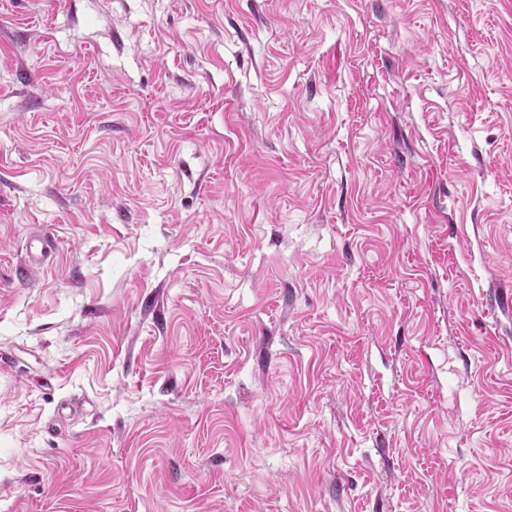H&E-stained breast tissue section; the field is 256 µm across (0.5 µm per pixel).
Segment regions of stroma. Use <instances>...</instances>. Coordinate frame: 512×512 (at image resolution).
<instances>
[{
    "mask_svg": "<svg viewBox=\"0 0 512 512\" xmlns=\"http://www.w3.org/2000/svg\"><path fill=\"white\" fill-rule=\"evenodd\" d=\"M0 512H512V0H0Z\"/></svg>",
    "mask_w": 512,
    "mask_h": 512,
    "instance_id": "stroma-1",
    "label": "stroma"
}]
</instances>
